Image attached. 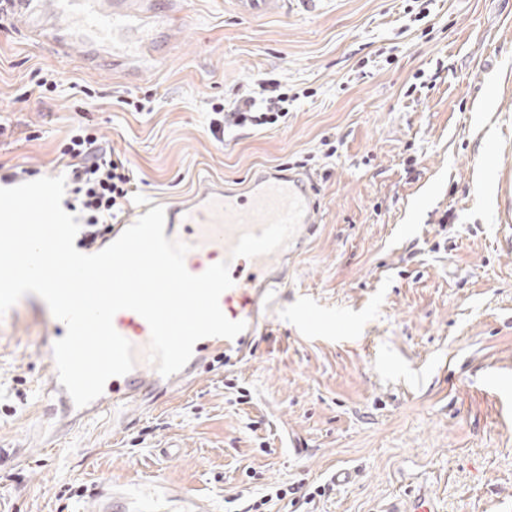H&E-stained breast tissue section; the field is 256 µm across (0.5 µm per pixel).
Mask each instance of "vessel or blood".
<instances>
[{
  "label": "vessel or blood",
  "mask_w": 512,
  "mask_h": 512,
  "mask_svg": "<svg viewBox=\"0 0 512 512\" xmlns=\"http://www.w3.org/2000/svg\"><path fill=\"white\" fill-rule=\"evenodd\" d=\"M240 14H273L296 6L316 10L321 0H235ZM0 13L16 28L27 30L49 46L53 55L65 58L73 44L89 46L111 39L125 24V14L109 0H0ZM320 202L313 182L276 172L258 174L247 197L225 192L223 186H206L198 196L165 211L166 238L189 245L185 267L194 275L225 261L233 280L219 304L225 316L245 322L234 339L207 337L199 340L184 368L185 374L230 352L243 353L248 337L268 326L264 296L267 289L284 284L277 268L301 252L308 235L314 234ZM115 330L134 347L135 366L126 375L112 377L103 394L93 402L94 412H116L133 403L155 400L172 385L148 359L150 328L139 314L122 310L113 318ZM171 498L162 489L138 494L113 487L101 490L97 512H162Z\"/></svg>",
  "instance_id": "1"
}]
</instances>
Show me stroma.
Returning a JSON list of instances; mask_svg holds the SVG:
<instances>
[{
    "mask_svg": "<svg viewBox=\"0 0 512 512\" xmlns=\"http://www.w3.org/2000/svg\"><path fill=\"white\" fill-rule=\"evenodd\" d=\"M49 70L63 83L42 97ZM260 78L296 94L287 120L216 141L211 102ZM147 93L149 111L127 110ZM81 123L136 166L122 223L285 163L313 180L321 222L245 357L49 445L55 331L22 297L0 317V512H94L102 486L155 482L210 512L324 484L269 512L405 510L421 487L440 512H512V0L257 16L185 0L151 58L120 65L58 58L0 21V188L66 174Z\"/></svg>",
    "mask_w": 512,
    "mask_h": 512,
    "instance_id": "35a3bbf8",
    "label": "stroma"
}]
</instances>
